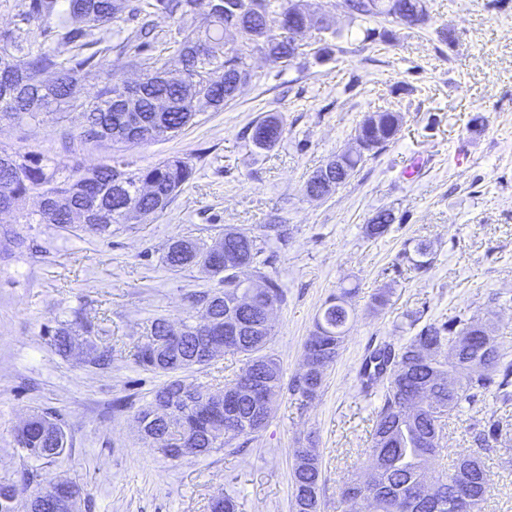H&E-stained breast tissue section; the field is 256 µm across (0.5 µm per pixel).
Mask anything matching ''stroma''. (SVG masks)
I'll return each mask as SVG.
<instances>
[{
	"label": "stroma",
	"instance_id": "stroma-1",
	"mask_svg": "<svg viewBox=\"0 0 512 512\" xmlns=\"http://www.w3.org/2000/svg\"><path fill=\"white\" fill-rule=\"evenodd\" d=\"M307 2L343 38L311 37L302 55L275 65L226 34L227 47L250 63L251 82L176 137L127 150L134 168L168 156L193 164L192 180L163 214L106 239L0 217L11 226L0 232V478L18 481L35 469L46 485L63 476L85 489L89 512H209L228 494L242 512H291L294 450L309 443L321 462V512H343L340 489L367 461L379 404L360 391L368 347L406 343V315L444 321L464 309L490 319L512 345V0H427L423 27L369 23L392 31L389 40L365 39L369 24L340 0ZM448 27L452 46L439 36ZM384 111L403 117L396 139L364 155L331 196L307 197L308 177L351 147L364 115ZM271 113L285 132L261 150L252 126ZM75 129L70 119L2 126L0 146L85 167L109 162L110 143L84 142ZM381 209L396 222L375 239L366 224ZM228 225L261 235L285 287L270 343L285 390L243 450L172 460L137 432L135 415L161 378L136 364L135 347L156 316H201L190 295L213 284L196 268L169 271L165 245ZM17 234L33 251L15 248ZM421 241L431 245V263L418 270L403 254ZM343 288L355 291L354 319L319 396L303 402L290 384L320 310ZM381 288L393 294L377 310L371 299ZM78 318L111 348L110 369L56 351L55 329ZM47 408L62 414L68 445L38 467L23 458L14 432ZM490 418L500 436L476 444V424ZM441 446L442 470L462 455L483 459L491 488L482 512H512V399L490 391L461 404L444 417Z\"/></svg>",
	"mask_w": 512,
	"mask_h": 512
}]
</instances>
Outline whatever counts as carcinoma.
Returning a JSON list of instances; mask_svg holds the SVG:
<instances>
[{
    "label": "carcinoma",
    "instance_id": "carcinoma-1",
    "mask_svg": "<svg viewBox=\"0 0 512 512\" xmlns=\"http://www.w3.org/2000/svg\"><path fill=\"white\" fill-rule=\"evenodd\" d=\"M245 18L241 36L256 45L252 34L265 28H285L302 23L295 0H23L13 29H0V123L59 121L77 113L79 137L86 142H109L115 154L111 163L83 170L78 164L57 162L39 152L0 148V212L15 216L17 224H56L82 233L108 238L116 224H128V210L143 222L165 212L193 176L188 159L173 156L135 170L128 169L120 154L126 147L148 144L177 136L195 118L209 109L218 111L231 101L230 78L247 66L245 58L224 49V33L232 16ZM353 14L365 20L389 17L383 0L355 6ZM164 15L175 28L157 29L154 17ZM201 16L202 30L188 26ZM137 22L121 41L112 43V24L119 19ZM161 44L169 45L179 67L161 80L155 73L168 64L156 55ZM116 57H111V54ZM139 69L142 74L131 87L116 78L117 70ZM99 81L97 95L83 98L85 81ZM402 117L398 112L378 113V127L364 129L385 148L395 140ZM284 134L280 119L267 115L254 127L252 141L259 149H270ZM152 194L141 193L143 186ZM34 199L37 208H26ZM385 222L367 224V234L381 237L394 223L387 210ZM264 248L259 236L248 231L224 229L214 242L182 238L170 243L163 260L178 272L198 266L216 279L213 287L195 295L208 321L155 317L146 341L137 347L136 363L146 371L160 373L164 381L154 389L152 401L137 414V422L153 436L150 443L164 455L179 459L187 452L208 457L231 448L240 439L265 427L283 394L279 360L266 352L274 336L270 312L286 299L279 281L266 271ZM429 246L416 244L405 253L417 269L430 264ZM351 289L331 296L315 321L314 343L304 358L317 362L292 383L291 391L303 401L316 398L328 369L334 364L348 324L354 316L349 305ZM183 328L182 340L167 344L169 328ZM68 324L54 333V346L69 353ZM229 334L224 351L240 355L245 367L224 388L232 389L249 379L262 386L264 423L256 421L257 408L246 399L238 402L232 422L224 432L214 433L194 426L188 414L206 410L211 390L187 382L186 372L204 368L210 340ZM87 345L86 364L107 370L112 352L91 339L92 327H81ZM457 375L448 389V373ZM383 384L381 403L375 412L368 449L369 465L354 473L341 492L353 490L359 499H344L350 512H456L453 485L463 483L475 505L489 491L484 462L472 455L445 472L436 467L442 436V417L474 402L495 386L504 399L512 397V348L497 342L491 331L473 314L459 313L444 322L416 329L405 345L386 344L365 359L361 370L362 391ZM18 431L26 435V446L42 449L37 460L51 463L63 454L67 437L62 419L51 412L32 415ZM292 472L293 512H320L322 471L309 448L294 450ZM56 483L73 497L66 512H81L82 491L61 477ZM31 480L18 484L0 481V512L41 509V492L30 489Z\"/></svg>",
    "mask_w": 512,
    "mask_h": 512
}]
</instances>
